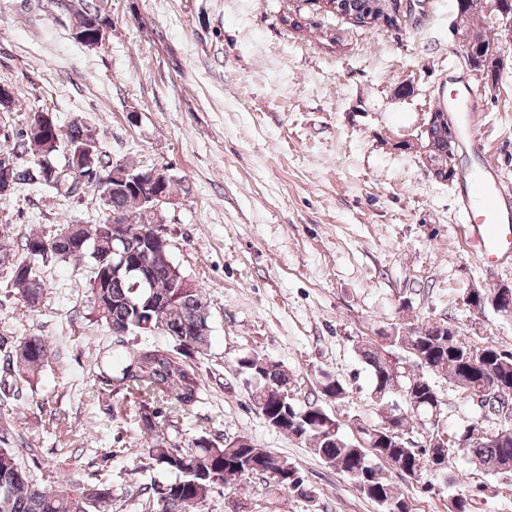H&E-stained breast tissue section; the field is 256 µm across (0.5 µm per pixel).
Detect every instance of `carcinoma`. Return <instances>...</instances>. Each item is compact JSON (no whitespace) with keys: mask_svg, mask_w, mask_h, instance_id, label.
Returning a JSON list of instances; mask_svg holds the SVG:
<instances>
[{"mask_svg":"<svg viewBox=\"0 0 512 512\" xmlns=\"http://www.w3.org/2000/svg\"><path fill=\"white\" fill-rule=\"evenodd\" d=\"M56 7L74 18L73 32L94 36L107 26L94 0H56ZM335 9L353 17L352 25L369 28H396L402 19H392L383 12L377 0H336ZM475 68L492 74L495 68L490 58L494 37L475 22L467 29ZM38 114L27 113L23 130L17 138L19 147H0V163L11 161L12 188L32 185L45 188L56 196L69 198L82 189L79 180L63 171L58 156L69 149L91 145L95 163L104 171L115 168L137 170L140 165L130 161L113 160L104 151L79 116L62 129L61 141L54 142L28 131L37 122ZM32 151L33 159H22ZM102 219L90 226L68 221L58 225L54 235L69 239L81 238L84 245L66 251L53 249L50 235L32 234L17 244L0 232V273L7 276L17 290L20 301L37 309L46 294V284L38 274L39 267L55 260H88L91 264L89 290L90 314L107 329L129 324L137 335L159 333L167 338L164 344L144 342L128 354H112V362L120 367L121 380L132 382L139 398V424L147 435L143 458L146 466H154L175 474L166 483H151L144 487L153 501L154 512H202L212 490L224 482V460L234 459L247 464L238 481L252 476L268 479L279 472L288 480L279 486L299 492L303 480H296L297 470L288 461L265 448H228L222 437L201 434L179 443L163 432L164 409L170 403L186 412L202 400L203 385L194 359L205 353L210 345L209 309L202 288H178L170 271L163 265H148L143 270L130 269L118 273L106 272L100 266L101 256L117 248L134 266L145 262V253L153 237L147 224H122L110 220L113 213L142 214L140 196L132 190L99 196ZM41 249H35V246ZM21 254H16V251ZM162 303L173 317H196L200 333L196 336L175 334L174 326H162L157 319L137 314L136 306L146 296ZM6 352L4 373L11 378V390L21 393L31 386L50 356L46 337L31 334L12 342L0 337ZM409 348L420 353L417 362H425L424 376L402 379L395 350ZM355 352L366 366L371 380V396L385 412L384 418L364 428V442L347 438L344 428L356 423V418H336V426L321 422L324 403L338 402L346 397V389L338 379L324 378L313 399L303 405L285 407L281 393L290 385L283 366L257 353L242 357L238 362L241 374L255 380L250 387V401L268 416L278 429L307 445L324 463L345 478L360 494L385 509L395 512L394 505L409 501L372 464L385 461L400 474L418 477L434 474L435 457L451 459L468 455L473 464L488 475L512 477V414H502L497 403L485 405L484 410L496 417L489 429L468 425L453 439L438 431L429 432L436 446L412 448L398 439L378 443L376 434L384 430L383 422L400 416V426L409 423L408 413L429 418L440 409L441 401L431 378H442L455 388L470 393L490 383L512 390V351H505L480 336L470 339L448 335V324L432 323L409 328L408 332L394 329L373 339L357 341ZM9 422L0 423V512H109L112 508V488L100 483L68 482L58 489H47L37 482L19 462L20 450L8 430ZM475 498L470 492L458 489L448 495V512H475Z\"/></svg>","mask_w":512,"mask_h":512,"instance_id":"1","label":"carcinoma"}]
</instances>
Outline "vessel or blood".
I'll use <instances>...</instances> for the list:
<instances>
[{"label":"vessel or blood","mask_w":512,"mask_h":512,"mask_svg":"<svg viewBox=\"0 0 512 512\" xmlns=\"http://www.w3.org/2000/svg\"><path fill=\"white\" fill-rule=\"evenodd\" d=\"M448 110L458 118L462 137L469 147L474 165L466 172L467 185L457 198L463 217L459 229L466 240L489 263L512 251V191L502 187L496 167L483 151L475 119L481 110L476 94L460 87L448 98Z\"/></svg>","instance_id":"1"}]
</instances>
